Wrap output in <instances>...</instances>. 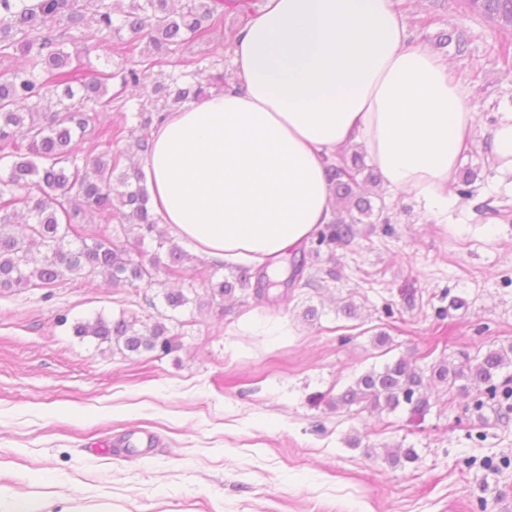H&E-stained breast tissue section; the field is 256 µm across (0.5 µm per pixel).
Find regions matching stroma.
Returning <instances> with one entry per match:
<instances>
[{"label":"stroma","instance_id":"obj_1","mask_svg":"<svg viewBox=\"0 0 512 512\" xmlns=\"http://www.w3.org/2000/svg\"><path fill=\"white\" fill-rule=\"evenodd\" d=\"M409 45L451 64L479 121L458 175L468 196L431 211L413 194L380 189L347 246L307 258L316 287L287 304L255 305L235 292L223 308L177 312L180 346L129 355L73 335L72 321L137 311L146 324L166 313L163 284L115 289L102 278L65 281L50 294L0 293V488L42 503L69 498L112 512H512V420L489 421L471 438L465 398L432 385L423 420L405 409L355 413L314 403L399 357L423 372L460 366L512 346V184L496 178L486 146L495 117L512 111V55L489 19L448 0H394ZM228 12L182 58L209 75L234 73ZM465 34L460 57L448 35ZM415 292L405 301L402 291ZM462 298L452 311L449 297ZM353 304L354 316L342 308ZM318 310L308 322L306 307ZM67 315L60 323L59 315ZM359 446H351V439ZM412 448L391 467L382 445Z\"/></svg>","mask_w":512,"mask_h":512}]
</instances>
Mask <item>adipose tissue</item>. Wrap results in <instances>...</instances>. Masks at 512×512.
Masks as SVG:
<instances>
[{"instance_id": "1", "label": "adipose tissue", "mask_w": 512, "mask_h": 512, "mask_svg": "<svg viewBox=\"0 0 512 512\" xmlns=\"http://www.w3.org/2000/svg\"><path fill=\"white\" fill-rule=\"evenodd\" d=\"M408 39L392 0H263L232 38L235 78L153 133L141 172L158 223L219 264L295 253L333 221L325 161L353 142L389 191L447 204L477 115L447 63ZM489 160L512 178V112Z\"/></svg>"}]
</instances>
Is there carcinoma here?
<instances>
[{"mask_svg":"<svg viewBox=\"0 0 512 512\" xmlns=\"http://www.w3.org/2000/svg\"><path fill=\"white\" fill-rule=\"evenodd\" d=\"M466 12L485 17L498 30L512 34V0H453ZM248 0H0V56H11L20 64L0 78V290L49 289L77 278L101 277L114 288H151L160 276L181 278L189 255L164 237L158 249L144 261L131 255L157 232L148 207V193L138 169L126 166L129 149H112L125 138H134L130 149L143 154L150 139L134 136L126 125H100L91 114L112 110L128 90H151L156 103L148 115L138 109L140 127L162 123L172 107L204 96L206 85L188 72L177 76L154 74L155 68L179 66V52L193 39L204 38L223 21L224 12H246ZM146 33L147 49L131 65L115 71L98 68L91 60L94 41L105 35L117 40L115 49L130 54L133 44L124 35ZM81 42L84 52L72 55L67 42ZM119 90L112 92V84ZM54 96L60 108L43 102ZM100 140L106 149L78 160L80 142L87 136ZM362 155L355 152L327 162L326 172L341 208L331 224L317 235L318 244L349 245L356 238V225L372 224L374 213L366 189L358 181ZM96 221L117 222L112 234L92 239L82 237L78 225ZM43 251V259L32 263L31 254ZM305 260L290 262L283 280L272 278L267 267L253 273L239 268L233 280L208 281L205 294L187 289L163 293L168 308L175 311L188 304L202 312L224 307V297L251 290L256 300H270V290L306 288ZM77 337H93L99 344L129 353H170L179 337L165 323L149 326L135 312L123 311L113 319L101 315L72 324ZM512 366V346L487 349L467 369L448 368L440 362L431 375L400 357L381 369L357 376L343 391L327 401L333 409L355 412H394L405 406L411 418L424 417L431 408L425 393L432 378L472 396L467 409L485 421L491 411L498 421L512 419V375L500 373ZM385 460L393 467L417 459L413 448H384Z\"/></svg>","mask_w":512,"mask_h":512,"instance_id":"obj_1","label":"carcinoma"}]
</instances>
